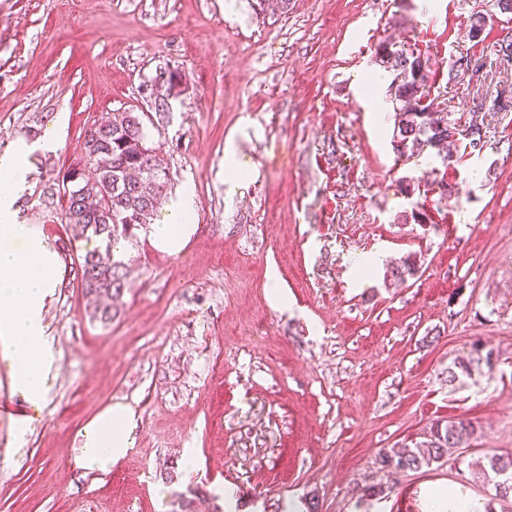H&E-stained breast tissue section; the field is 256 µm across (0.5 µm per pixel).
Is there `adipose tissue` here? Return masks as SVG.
<instances>
[{
  "instance_id": "obj_1",
  "label": "adipose tissue",
  "mask_w": 512,
  "mask_h": 512,
  "mask_svg": "<svg viewBox=\"0 0 512 512\" xmlns=\"http://www.w3.org/2000/svg\"><path fill=\"white\" fill-rule=\"evenodd\" d=\"M31 149L18 143L0 157V360L8 365L13 388L33 404L45 400L57 364L44 324V310L57 285V250L30 224L18 221L20 190L29 171ZM194 193L178 191L168 220L148 228L153 245L179 252L194 232ZM137 414L131 406L107 407L80 430V446L72 462L76 468L110 472L134 447Z\"/></svg>"
}]
</instances>
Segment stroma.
Returning <instances> with one entry per match:
<instances>
[{"label": "stroma", "instance_id": "stroma-1", "mask_svg": "<svg viewBox=\"0 0 512 512\" xmlns=\"http://www.w3.org/2000/svg\"><path fill=\"white\" fill-rule=\"evenodd\" d=\"M255 2L0 0V155L33 146L19 217L60 255L45 310L57 376L42 404L20 401L23 442L0 419V512H306L312 497L318 512H428L439 485L512 512L474 466L512 453V63L495 55L512 22L495 15L475 40L469 18L491 0ZM386 38L430 56L444 111L493 105L483 151L456 146L442 183L436 150L397 158L394 112L372 108ZM462 56L484 81L449 83ZM124 111L148 115L171 188H193L195 231L176 253L140 227L118 238L128 275L105 324L78 278L99 241L42 190L81 159L87 127ZM407 259L416 276L394 279ZM476 342L493 367L449 382ZM116 402L138 414L136 445L84 473L78 433ZM456 417L474 423L471 447L381 467Z\"/></svg>", "mask_w": 512, "mask_h": 512}]
</instances>
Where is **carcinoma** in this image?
<instances>
[{
  "instance_id": "carcinoma-1",
  "label": "carcinoma",
  "mask_w": 512,
  "mask_h": 512,
  "mask_svg": "<svg viewBox=\"0 0 512 512\" xmlns=\"http://www.w3.org/2000/svg\"><path fill=\"white\" fill-rule=\"evenodd\" d=\"M492 15L477 11L470 16L471 38L482 36ZM376 57L392 80L388 87L394 104L391 144L398 157L408 149H424L440 144L466 141L471 152L484 148L483 126L475 121L461 122L450 112H434L432 85L429 83L430 58L409 48H396L382 40ZM140 112H113L101 117L86 131L83 149L94 172L70 175L58 172L56 181L66 197L60 223L74 225L88 237L104 244L87 252L80 264V285L87 299L86 312L95 320L109 323L114 317L110 299L120 295L127 277V263L112 253V240L146 223L168 198V174L156 160V149L149 144ZM493 350L480 344L472 347L470 358L459 359L448 367V382L471 374L475 366L490 367ZM476 428L466 418L437 421L414 447L390 448L380 457L384 468L420 470L443 459L450 448H468ZM483 477L497 471L512 474V453H491L475 462Z\"/></svg>"
}]
</instances>
